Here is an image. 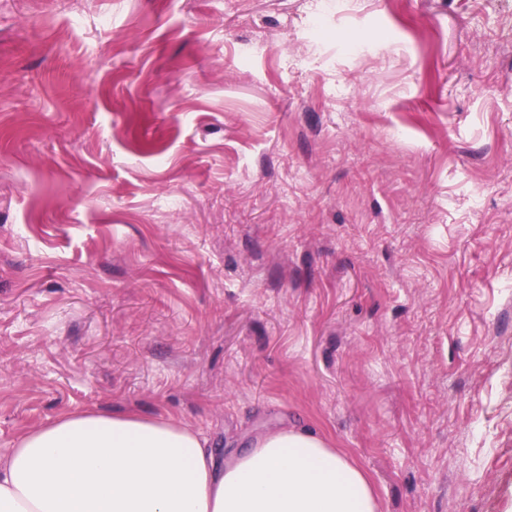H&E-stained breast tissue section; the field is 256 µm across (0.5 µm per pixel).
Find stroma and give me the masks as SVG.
Returning a JSON list of instances; mask_svg holds the SVG:
<instances>
[{
  "instance_id": "1",
  "label": "stroma",
  "mask_w": 512,
  "mask_h": 512,
  "mask_svg": "<svg viewBox=\"0 0 512 512\" xmlns=\"http://www.w3.org/2000/svg\"><path fill=\"white\" fill-rule=\"evenodd\" d=\"M87 411L512 512V0H0V452Z\"/></svg>"
}]
</instances>
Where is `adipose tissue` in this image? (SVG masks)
Instances as JSON below:
<instances>
[{
	"label": "adipose tissue",
	"instance_id": "ef3b65f1",
	"mask_svg": "<svg viewBox=\"0 0 512 512\" xmlns=\"http://www.w3.org/2000/svg\"><path fill=\"white\" fill-rule=\"evenodd\" d=\"M0 512H380L365 472L318 432L282 427L217 460L164 417L63 414L0 453Z\"/></svg>",
	"mask_w": 512,
	"mask_h": 512
}]
</instances>
